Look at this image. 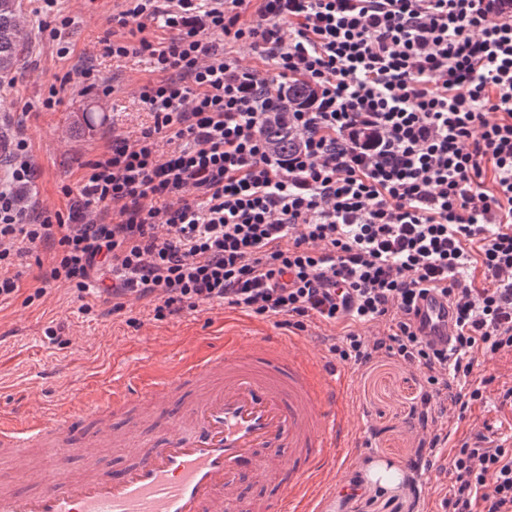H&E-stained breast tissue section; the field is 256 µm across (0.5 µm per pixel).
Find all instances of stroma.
<instances>
[{
  "mask_svg": "<svg viewBox=\"0 0 512 512\" xmlns=\"http://www.w3.org/2000/svg\"><path fill=\"white\" fill-rule=\"evenodd\" d=\"M28 34L25 64L12 85L0 87V125L12 139H26L36 169L34 179L18 186L21 206L64 212L66 190H78L89 161L112 144L113 132L138 130L150 117L137 89L152 79L148 57L113 59L101 41L109 36L113 15L128 9L127 0H58L57 8L70 23L58 38L38 30L40 0H22ZM69 47L60 56V47ZM93 70L99 88L85 87L83 74ZM60 89L53 109L42 106L51 86ZM92 112V128L78 127L77 115ZM52 252L32 248L19 265V290L0 301V415L27 417L37 410L51 421L72 405L90 398L108 400L113 390H126L173 373L183 360L219 347L228 336H281L284 328L239 309L216 306L185 311L175 319L157 320L146 300L128 296L124 311L110 314L104 299L59 282H45ZM59 331L49 340L47 328ZM348 411L357 445L341 451V481L370 465H407L419 452L417 433L405 425L419 391L417 372L386 358L363 369L348 367ZM512 380V354L480 361L469 381L482 384L483 398L465 417L449 413L448 446L490 426L495 437L512 442V408L502 405L501 389ZM452 471L416 475L415 485L399 484L388 494L364 488L358 496H336L325 512H444L442 503L453 483Z\"/></svg>",
  "mask_w": 512,
  "mask_h": 512,
  "instance_id": "35a3bbf8",
  "label": "stroma"
}]
</instances>
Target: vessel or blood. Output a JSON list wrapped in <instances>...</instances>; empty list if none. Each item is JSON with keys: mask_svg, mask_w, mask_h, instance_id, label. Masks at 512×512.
<instances>
[{"mask_svg": "<svg viewBox=\"0 0 512 512\" xmlns=\"http://www.w3.org/2000/svg\"><path fill=\"white\" fill-rule=\"evenodd\" d=\"M416 321L424 336L446 345L448 305L428 295ZM291 337L224 339L223 349L185 361L139 394L152 414L173 401L174 418L146 440L105 424L110 411L130 404H84L49 424L5 425L0 453H38L29 473L32 490L0 483V512H314L315 501L336 489L341 449L353 447L346 418L348 376L318 354L295 353ZM100 426L87 441L74 437L77 421ZM98 447L122 448L129 461L117 469L87 466L58 475L61 455H90ZM274 483L267 498L246 500L241 480Z\"/></svg>", "mask_w": 512, "mask_h": 512, "instance_id": "vessel-or-blood-1", "label": "vessel or blood"}]
</instances>
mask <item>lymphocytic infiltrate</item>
Returning a JSON list of instances; mask_svg holds the SVG:
<instances>
[{
	"label": "lymphocytic infiltrate",
	"mask_w": 512,
	"mask_h": 512,
	"mask_svg": "<svg viewBox=\"0 0 512 512\" xmlns=\"http://www.w3.org/2000/svg\"><path fill=\"white\" fill-rule=\"evenodd\" d=\"M131 2L111 18L129 38L103 52L151 59L152 122L113 135L67 215L1 188L0 269L48 244L49 279L116 313L133 294L158 320L228 305L341 327L332 356L417 370L412 417L429 451L446 447L449 409L483 397L463 385L478 359L512 353V0ZM157 23L166 36L148 37ZM240 43L275 75L239 68ZM292 82L315 95L289 112L283 155L264 128ZM431 292L447 348L415 323ZM451 469L448 512H512V447L476 433Z\"/></svg>",
	"instance_id": "1"
}]
</instances>
